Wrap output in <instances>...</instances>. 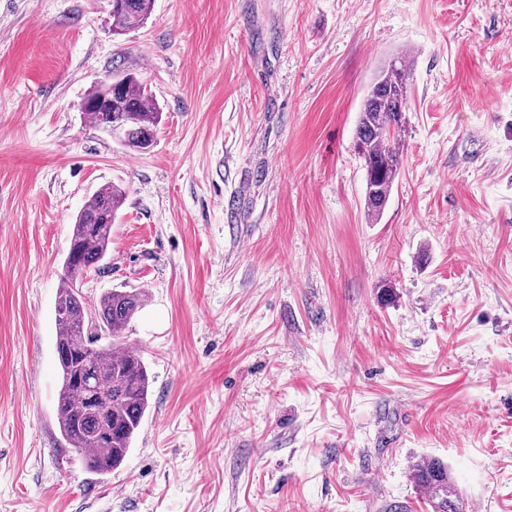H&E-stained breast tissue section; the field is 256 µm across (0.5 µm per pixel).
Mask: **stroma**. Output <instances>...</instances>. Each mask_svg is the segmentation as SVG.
Here are the masks:
<instances>
[{
    "instance_id": "1",
    "label": "stroma",
    "mask_w": 512,
    "mask_h": 512,
    "mask_svg": "<svg viewBox=\"0 0 512 512\" xmlns=\"http://www.w3.org/2000/svg\"><path fill=\"white\" fill-rule=\"evenodd\" d=\"M0 0V512H431L412 462L512 512V0ZM407 53L402 168L364 210L354 129ZM160 106L138 153L84 97L113 61ZM126 199L88 303L127 326L150 405L119 470L57 423L72 226ZM112 1H120V4H113ZM112 32L122 34L127 30L137 28L149 18L153 0H112Z\"/></svg>"
}]
</instances>
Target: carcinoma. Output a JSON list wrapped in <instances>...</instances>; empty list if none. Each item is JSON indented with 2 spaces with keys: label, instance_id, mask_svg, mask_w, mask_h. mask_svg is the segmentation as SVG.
Segmentation results:
<instances>
[{
  "label": "carcinoma",
  "instance_id": "cac0c4a2",
  "mask_svg": "<svg viewBox=\"0 0 512 512\" xmlns=\"http://www.w3.org/2000/svg\"><path fill=\"white\" fill-rule=\"evenodd\" d=\"M152 8L153 0H120L112 5V33L141 26ZM409 65V56L401 54L381 67L355 127L365 170L364 206L373 224L381 220L400 174ZM112 77L115 82H100L84 99L82 112L98 129L112 125L125 147L146 152L156 143L162 112L150 88L124 65H113ZM124 199V189L103 185L76 216L55 301L59 430L75 459L99 474L123 465L150 398L147 367L124 336L144 305V292L113 289L91 306L76 286L79 277L101 269ZM410 478L432 512H466L448 464L428 458L410 467Z\"/></svg>",
  "mask_w": 512,
  "mask_h": 512
}]
</instances>
